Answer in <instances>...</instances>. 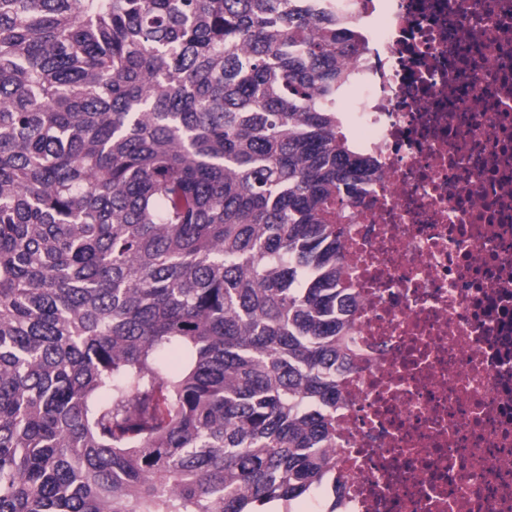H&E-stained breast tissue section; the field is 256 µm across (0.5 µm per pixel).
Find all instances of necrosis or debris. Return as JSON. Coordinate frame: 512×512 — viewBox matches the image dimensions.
I'll list each match as a JSON object with an SVG mask.
<instances>
[{
  "mask_svg": "<svg viewBox=\"0 0 512 512\" xmlns=\"http://www.w3.org/2000/svg\"><path fill=\"white\" fill-rule=\"evenodd\" d=\"M368 27L346 238L362 359L299 512H512V0H333Z\"/></svg>",
  "mask_w": 512,
  "mask_h": 512,
  "instance_id": "obj_1",
  "label": "necrosis or debris"
}]
</instances>
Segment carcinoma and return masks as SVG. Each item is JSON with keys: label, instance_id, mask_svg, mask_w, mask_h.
Listing matches in <instances>:
<instances>
[{"label": "carcinoma", "instance_id": "carcinoma-1", "mask_svg": "<svg viewBox=\"0 0 512 512\" xmlns=\"http://www.w3.org/2000/svg\"><path fill=\"white\" fill-rule=\"evenodd\" d=\"M365 49L316 0H0V512L335 473Z\"/></svg>", "mask_w": 512, "mask_h": 512}]
</instances>
